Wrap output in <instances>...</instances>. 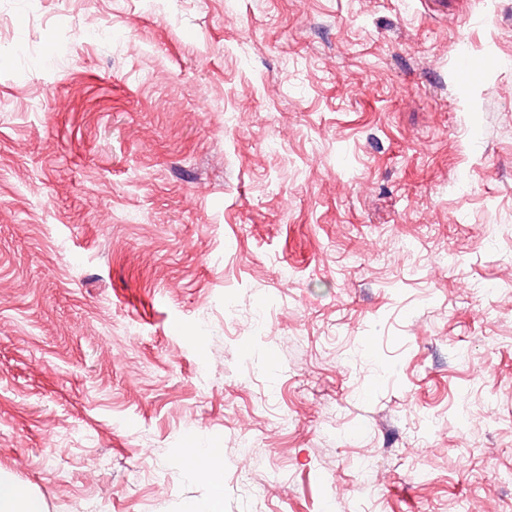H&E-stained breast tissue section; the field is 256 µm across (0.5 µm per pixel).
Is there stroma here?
<instances>
[{
	"label": "stroma",
	"instance_id": "stroma-1",
	"mask_svg": "<svg viewBox=\"0 0 512 512\" xmlns=\"http://www.w3.org/2000/svg\"><path fill=\"white\" fill-rule=\"evenodd\" d=\"M0 102L46 512H512V0H0ZM218 453H210L209 451L188 446L184 448L182 459V467L187 472H194L201 468L210 469L215 477L216 483L221 480V467L218 460Z\"/></svg>",
	"mask_w": 512,
	"mask_h": 512
}]
</instances>
